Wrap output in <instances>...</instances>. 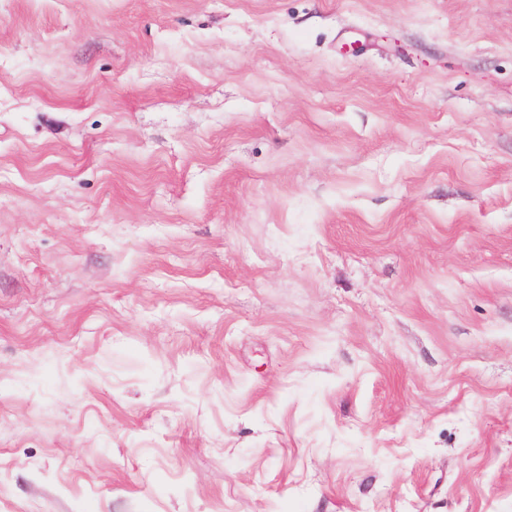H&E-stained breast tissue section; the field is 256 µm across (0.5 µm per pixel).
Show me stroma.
<instances>
[{
  "mask_svg": "<svg viewBox=\"0 0 512 512\" xmlns=\"http://www.w3.org/2000/svg\"><path fill=\"white\" fill-rule=\"evenodd\" d=\"M0 512H512V0H0Z\"/></svg>",
  "mask_w": 512,
  "mask_h": 512,
  "instance_id": "stroma-1",
  "label": "stroma"
}]
</instances>
